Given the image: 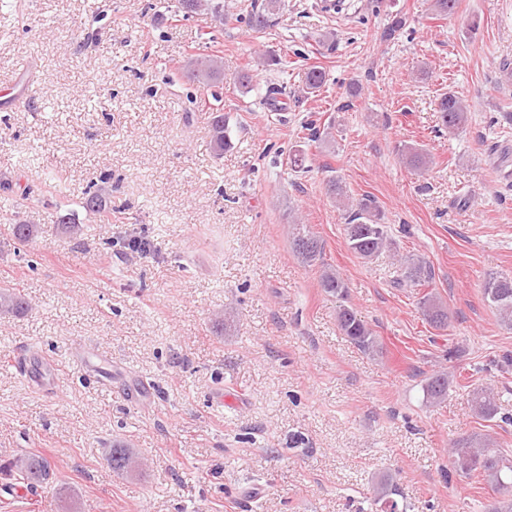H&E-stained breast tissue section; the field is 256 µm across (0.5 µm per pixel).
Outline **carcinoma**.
<instances>
[{
    "instance_id": "obj_1",
    "label": "carcinoma",
    "mask_w": 512,
    "mask_h": 512,
    "mask_svg": "<svg viewBox=\"0 0 512 512\" xmlns=\"http://www.w3.org/2000/svg\"><path fill=\"white\" fill-rule=\"evenodd\" d=\"M184 13L202 12L210 20L224 23V0H179ZM279 9V0H265L253 4L249 24L253 29H263L271 22V16ZM221 68L218 56L199 53L189 61L188 78L198 87H207L218 81ZM328 81V73L312 67L306 75V89L315 91ZM441 127L450 134L464 129L468 122V105L458 95L448 92L438 102ZM212 145L216 154L221 155L232 147L229 118L223 110L215 109L211 121ZM401 156L413 170H421L429 163L428 154L416 147H407ZM328 191L344 208L347 219L344 235L349 248L361 259L370 261L390 250L392 242L387 225L383 224V214L375 200L365 195L355 201L344 191L338 180H331ZM84 207L99 214L104 220H112V206L95 193L85 198ZM290 247L302 264L308 267L320 266L319 283L323 291L336 298V322L352 344L361 351L376 355L380 344L368 323L358 312L347 304L348 286L335 269L322 264L323 244L305 224L292 227ZM401 269L399 284L409 288H426L432 283L434 274L429 263L416 255L399 256L396 259ZM483 299L496 311L500 321L512 326V277L490 276L482 282ZM424 318L435 328L445 329L451 321L448 305L432 292L424 294L419 301ZM31 310V303L15 287L0 285V316L19 317ZM449 377L446 373H436L425 380L422 386L424 400L429 405H437L448 398ZM499 393L492 388H480L473 392L471 399L474 412L486 420L496 418L499 411ZM451 464L455 473L463 477L482 478L495 493L486 512H512V462L500 455L494 441L486 435H474L453 442L450 450ZM112 470L128 472L138 466L136 458L120 443L112 445L108 457ZM11 473L18 476L27 486L37 488L48 481L51 465L40 455H27L10 463ZM373 505L376 512H407L408 505L400 500L398 483L393 474L379 475L373 485Z\"/></svg>"
}]
</instances>
